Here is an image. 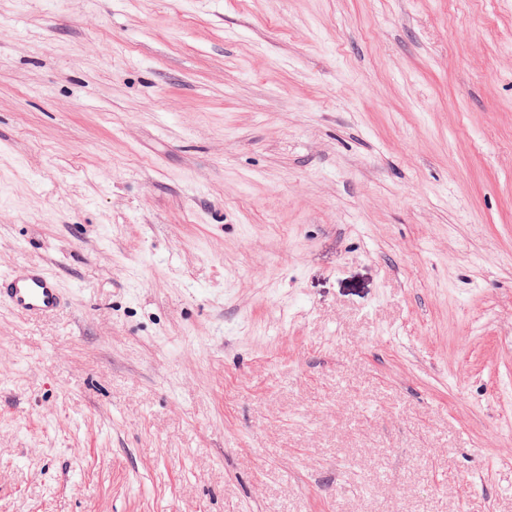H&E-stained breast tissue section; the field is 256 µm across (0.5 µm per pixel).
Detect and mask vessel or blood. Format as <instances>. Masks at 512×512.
<instances>
[{
    "label": "vessel or blood",
    "instance_id": "1",
    "mask_svg": "<svg viewBox=\"0 0 512 512\" xmlns=\"http://www.w3.org/2000/svg\"><path fill=\"white\" fill-rule=\"evenodd\" d=\"M55 278L44 269L27 266L0 273V303L27 315H46L61 304Z\"/></svg>",
    "mask_w": 512,
    "mask_h": 512
}]
</instances>
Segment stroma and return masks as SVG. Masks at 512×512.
<instances>
[{"instance_id":"obj_1","label":"stroma","mask_w":512,"mask_h":512,"mask_svg":"<svg viewBox=\"0 0 512 512\" xmlns=\"http://www.w3.org/2000/svg\"><path fill=\"white\" fill-rule=\"evenodd\" d=\"M0 512H512V0H0ZM61 301L57 281L40 267H17L0 273V303L19 313L46 315Z\"/></svg>"}]
</instances>
